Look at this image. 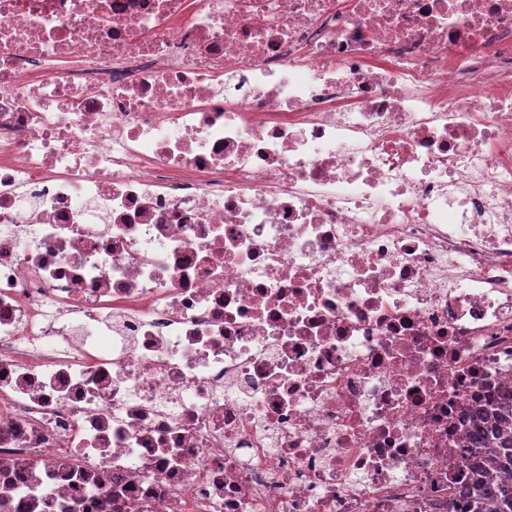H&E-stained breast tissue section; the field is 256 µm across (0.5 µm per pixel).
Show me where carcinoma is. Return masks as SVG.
<instances>
[{
    "label": "carcinoma",
    "instance_id": "1",
    "mask_svg": "<svg viewBox=\"0 0 512 512\" xmlns=\"http://www.w3.org/2000/svg\"><path fill=\"white\" fill-rule=\"evenodd\" d=\"M467 443L464 487L456 493L454 512H484L489 503L494 512H512V392H504L495 408L473 412ZM488 464L492 481L481 479Z\"/></svg>",
    "mask_w": 512,
    "mask_h": 512
}]
</instances>
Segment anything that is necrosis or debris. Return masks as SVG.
<instances>
[{
	"instance_id": "obj_1",
	"label": "necrosis or debris",
	"mask_w": 512,
	"mask_h": 512,
	"mask_svg": "<svg viewBox=\"0 0 512 512\" xmlns=\"http://www.w3.org/2000/svg\"><path fill=\"white\" fill-rule=\"evenodd\" d=\"M512 390V0H0V502L448 512Z\"/></svg>"
}]
</instances>
